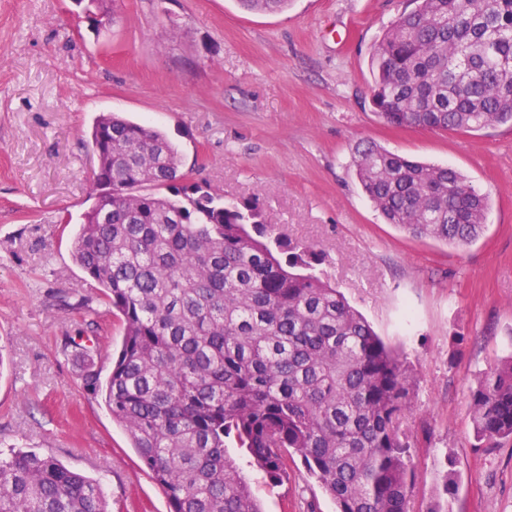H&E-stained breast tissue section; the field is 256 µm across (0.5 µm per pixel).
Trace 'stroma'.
Listing matches in <instances>:
<instances>
[{"label": "stroma", "instance_id": "obj_1", "mask_svg": "<svg viewBox=\"0 0 512 512\" xmlns=\"http://www.w3.org/2000/svg\"><path fill=\"white\" fill-rule=\"evenodd\" d=\"M411 0H115L90 30L73 0H0V451L58 459L101 486L110 512H168L167 498L101 397L120 316L73 256L90 205V129L117 112L164 131L189 180L258 200L277 233L317 243L325 273L405 362L415 481L432 512L439 462L456 461L450 512H512V441L475 444L470 393L512 353V128L385 123L369 60ZM364 141L462 173L490 199L483 234L455 247L386 223L362 191ZM265 512H336L302 464L271 486L245 467Z\"/></svg>", "mask_w": 512, "mask_h": 512}]
</instances>
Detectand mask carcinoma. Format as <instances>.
<instances>
[{"mask_svg": "<svg viewBox=\"0 0 512 512\" xmlns=\"http://www.w3.org/2000/svg\"><path fill=\"white\" fill-rule=\"evenodd\" d=\"M282 11L288 0H238ZM370 58L372 104L396 126L476 131L512 126V0H412ZM98 166L74 258L124 324L112 370L81 375L103 398L169 512H263L227 449L272 484L300 459L336 512H408L413 476L405 363L320 273L324 253L276 238L258 203L226 204L185 182L160 129L112 112L90 131ZM363 191L389 224L463 246L488 199L458 171L374 144L355 148ZM110 218L101 221L102 209ZM475 439L512 440V356L471 392ZM431 512H448L444 457ZM0 512H109L102 488L51 456L0 455Z\"/></svg>", "mask_w": 512, "mask_h": 512, "instance_id": "1", "label": "carcinoma"}]
</instances>
